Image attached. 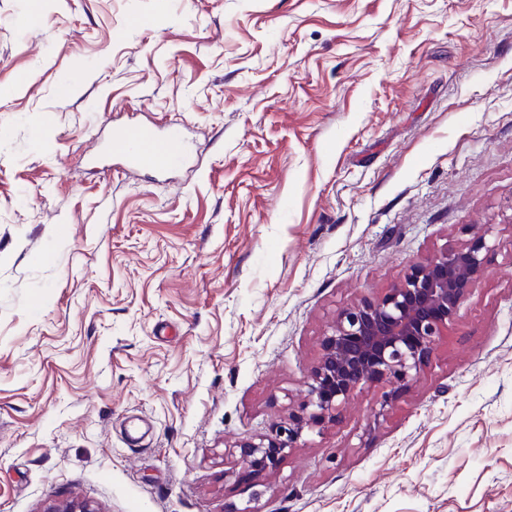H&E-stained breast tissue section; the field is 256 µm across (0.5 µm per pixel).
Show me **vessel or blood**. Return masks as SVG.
Masks as SVG:
<instances>
[{
    "label": "vessel or blood",
    "instance_id": "obj_1",
    "mask_svg": "<svg viewBox=\"0 0 512 512\" xmlns=\"http://www.w3.org/2000/svg\"><path fill=\"white\" fill-rule=\"evenodd\" d=\"M109 149L128 166L171 170L185 160L183 128L174 125L161 137L151 126L130 124L115 133Z\"/></svg>",
    "mask_w": 512,
    "mask_h": 512
}]
</instances>
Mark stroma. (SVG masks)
<instances>
[{
	"label": "stroma",
	"instance_id": "1",
	"mask_svg": "<svg viewBox=\"0 0 512 512\" xmlns=\"http://www.w3.org/2000/svg\"><path fill=\"white\" fill-rule=\"evenodd\" d=\"M181 122L186 164L110 152ZM485 236L389 406L280 466L344 308ZM512 512V0H0V512Z\"/></svg>",
	"mask_w": 512,
	"mask_h": 512
}]
</instances>
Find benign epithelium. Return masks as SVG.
Wrapping results in <instances>:
<instances>
[{"instance_id": "7a95c632", "label": "benign epithelium", "mask_w": 512, "mask_h": 512, "mask_svg": "<svg viewBox=\"0 0 512 512\" xmlns=\"http://www.w3.org/2000/svg\"><path fill=\"white\" fill-rule=\"evenodd\" d=\"M490 246L478 236L461 248L415 261L375 300L342 309L321 344L305 400L275 432L241 444L246 473L278 468L304 431L334 421L365 385L386 384L381 407L420 373L469 291L486 271Z\"/></svg>"}]
</instances>
